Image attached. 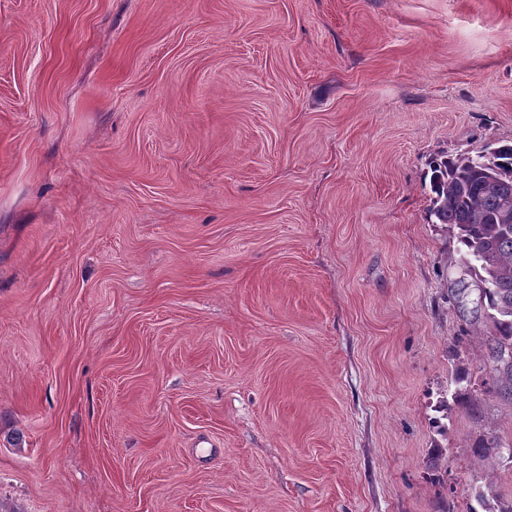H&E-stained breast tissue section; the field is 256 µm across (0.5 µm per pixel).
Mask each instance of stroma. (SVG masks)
<instances>
[{"label":"stroma","instance_id":"1","mask_svg":"<svg viewBox=\"0 0 512 512\" xmlns=\"http://www.w3.org/2000/svg\"><path fill=\"white\" fill-rule=\"evenodd\" d=\"M492 140L512 0H0V512L512 500L425 179Z\"/></svg>","mask_w":512,"mask_h":512}]
</instances>
